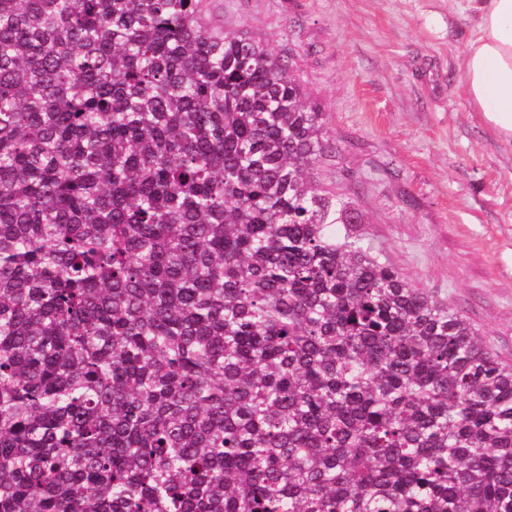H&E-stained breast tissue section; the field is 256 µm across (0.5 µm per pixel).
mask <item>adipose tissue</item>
<instances>
[{"label":"adipose tissue","instance_id":"1","mask_svg":"<svg viewBox=\"0 0 512 512\" xmlns=\"http://www.w3.org/2000/svg\"><path fill=\"white\" fill-rule=\"evenodd\" d=\"M474 20L461 94L512 145V0H468Z\"/></svg>","mask_w":512,"mask_h":512}]
</instances>
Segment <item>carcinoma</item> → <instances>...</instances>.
<instances>
[{
    "instance_id": "carcinoma-1",
    "label": "carcinoma",
    "mask_w": 512,
    "mask_h": 512,
    "mask_svg": "<svg viewBox=\"0 0 512 512\" xmlns=\"http://www.w3.org/2000/svg\"><path fill=\"white\" fill-rule=\"evenodd\" d=\"M334 149L222 0H0V512H512V363Z\"/></svg>"
}]
</instances>
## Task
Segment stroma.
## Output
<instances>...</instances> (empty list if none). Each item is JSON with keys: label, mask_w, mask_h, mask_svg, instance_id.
I'll return each instance as SVG.
<instances>
[{"label": "stroma", "mask_w": 512, "mask_h": 512, "mask_svg": "<svg viewBox=\"0 0 512 512\" xmlns=\"http://www.w3.org/2000/svg\"><path fill=\"white\" fill-rule=\"evenodd\" d=\"M224 29L289 57L327 114L315 172L356 199L364 233L449 299L512 362V146L461 94L462 0H223Z\"/></svg>", "instance_id": "obj_1"}]
</instances>
